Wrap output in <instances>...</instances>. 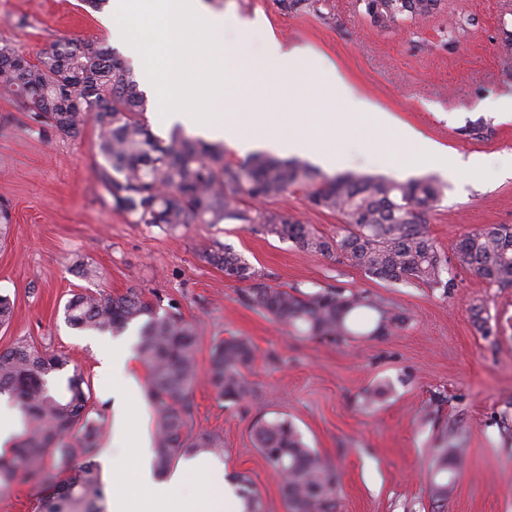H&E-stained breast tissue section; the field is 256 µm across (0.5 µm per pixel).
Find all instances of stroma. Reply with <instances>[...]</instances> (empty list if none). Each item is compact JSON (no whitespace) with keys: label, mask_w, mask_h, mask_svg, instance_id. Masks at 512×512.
I'll use <instances>...</instances> for the list:
<instances>
[{"label":"stroma","mask_w":512,"mask_h":512,"mask_svg":"<svg viewBox=\"0 0 512 512\" xmlns=\"http://www.w3.org/2000/svg\"><path fill=\"white\" fill-rule=\"evenodd\" d=\"M335 19L283 14L276 0H214V10L261 16L286 45L324 54L362 95L435 141L449 154L481 164L454 174L420 160V145L395 127L360 116L355 128L315 123L328 147L346 154L345 171L398 181L433 177L446 190L428 216L445 255L466 233L512 224V112H489L484 101L512 94V0H441L426 19L384 30L359 0H332ZM100 12L84 0H0V46L36 57L60 38L111 44ZM259 38L245 50L252 73L244 85L257 104L278 81L273 65L259 66ZM484 120L481 138L466 127ZM99 131L79 137L31 125L18 103L0 96V203L13 223L0 241V293L14 315L0 327V350L18 339L68 357L90 377L102 414L101 453L116 450L118 420L101 371L106 337L69 327L63 308L72 294L136 289L159 311L177 309L196 324L198 363L207 369L212 345L229 336L249 340L256 360L247 401L218 400L210 387L194 393V432L219 438L225 476L243 474L259 491L263 512H288L279 479L258 448L251 427L260 415L291 420L310 448L340 474L338 512H512V288L489 286L455 268L452 286L389 283L291 242L254 224H185L175 232L130 223L113 211L96 169ZM312 224L324 236L339 232L338 214L313 208L304 189L264 201ZM229 246L273 288L314 292L342 287L384 298L405 322L385 336L307 338L277 324L243 299L246 283L227 279L208 261ZM482 301L492 335L474 323ZM388 385L365 406V391ZM457 446L447 500L432 497L434 460Z\"/></svg>","instance_id":"obj_1"}]
</instances>
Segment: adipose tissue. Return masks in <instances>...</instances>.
Returning <instances> with one entry per match:
<instances>
[{"mask_svg":"<svg viewBox=\"0 0 512 512\" xmlns=\"http://www.w3.org/2000/svg\"><path fill=\"white\" fill-rule=\"evenodd\" d=\"M110 19L122 21V42L132 54H141L144 43L152 52L143 57L141 79L156 103L153 122L161 128L174 122L190 126L205 139L247 150L269 146L283 155L312 158L324 169L344 164L342 155L318 144L309 122L302 118L310 97L306 79L327 75V97L340 103L342 113H324L323 121L352 127L356 117L370 113L379 126L396 124L391 113L358 95L334 64L310 47H287L261 18H243L215 11L208 0H110ZM262 32V58L274 63L283 79L266 107L235 94L232 87L245 70L242 45ZM191 39L196 50L182 60L196 80L185 84L169 73L172 47ZM103 372L112 380V395L122 416L138 404L139 387L125 360L106 351ZM123 449L109 457L105 469L112 477L125 478L126 489L115 494L110 512H244L242 500L224 485V467L209 455L182 461L167 477L153 474L148 463L150 442L135 428H124Z\"/></svg>","mask_w":512,"mask_h":512,"instance_id":"adipose-tissue-1","label":"adipose tissue"}]
</instances>
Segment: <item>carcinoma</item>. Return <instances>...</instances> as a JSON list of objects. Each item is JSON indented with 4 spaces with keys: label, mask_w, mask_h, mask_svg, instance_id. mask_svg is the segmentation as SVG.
Returning <instances> with one entry per match:
<instances>
[{
    "label": "carcinoma",
    "mask_w": 512,
    "mask_h": 512,
    "mask_svg": "<svg viewBox=\"0 0 512 512\" xmlns=\"http://www.w3.org/2000/svg\"><path fill=\"white\" fill-rule=\"evenodd\" d=\"M382 28L425 18L440 0H359ZM282 10L331 17L329 0H278ZM0 47V93L15 99L37 125L61 135L82 133L87 120L99 129L98 152L105 164L97 177L114 211L132 224L169 231L182 224H258L268 234L347 263L367 276L390 283H416L448 290L443 279L449 260L429 233L427 213L444 195L434 178L398 181L385 176L344 173L328 176L306 159L279 160L255 154L243 163L224 156V147L174 130L156 136L145 120L149 109L133 69L97 39L55 42L35 61ZM299 186L310 203L342 217L333 237L277 211L247 209L242 194L264 201ZM208 260L238 282L253 307L302 336H385L404 319L380 296L343 288L304 293L255 282V271L229 248ZM456 265L475 271L490 286L512 288V225L496 224L465 234L454 250ZM74 329L113 335L137 324V354L147 370V396L154 405L153 465L167 472L177 458L214 452L221 443L209 433H193L194 391L200 381L220 400L249 399L254 388L246 371L256 350L230 337L211 348L209 367L200 373L196 326L179 312H159L135 289L113 296L75 293L64 306ZM69 360L28 340L0 351V396L18 407L21 432L0 454V488L17 480L46 482L51 458L64 475L48 487L39 512H106L107 489L96 458L100 418L91 403L89 377L78 369L64 374ZM255 447L280 479L288 512H337L336 468L309 448L285 417L257 419ZM246 512H262L259 492L240 479Z\"/></svg>",
    "instance_id": "carcinoma-1"
}]
</instances>
